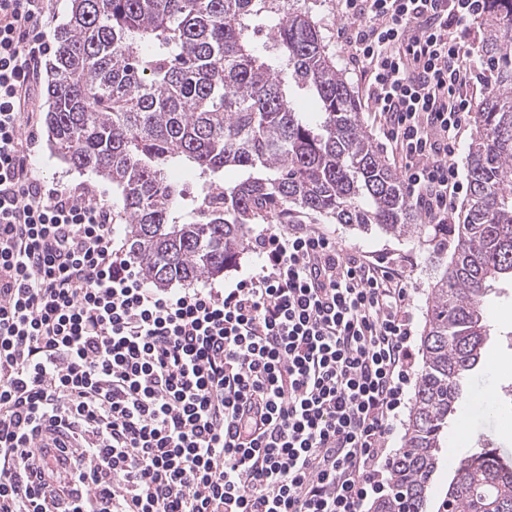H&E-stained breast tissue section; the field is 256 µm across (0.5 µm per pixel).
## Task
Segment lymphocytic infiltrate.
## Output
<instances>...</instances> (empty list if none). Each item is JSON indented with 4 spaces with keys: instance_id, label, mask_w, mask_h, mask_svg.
<instances>
[{
    "instance_id": "obj_1",
    "label": "lymphocytic infiltrate",
    "mask_w": 512,
    "mask_h": 512,
    "mask_svg": "<svg viewBox=\"0 0 512 512\" xmlns=\"http://www.w3.org/2000/svg\"><path fill=\"white\" fill-rule=\"evenodd\" d=\"M51 2L0 0V512H364L414 374L410 282L302 226L258 234L234 287H147L103 196L31 167ZM337 5L408 199L447 223L485 0Z\"/></svg>"
}]
</instances>
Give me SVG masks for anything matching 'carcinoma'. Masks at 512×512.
I'll return each mask as SVG.
<instances>
[{
	"label": "carcinoma",
	"mask_w": 512,
	"mask_h": 512,
	"mask_svg": "<svg viewBox=\"0 0 512 512\" xmlns=\"http://www.w3.org/2000/svg\"><path fill=\"white\" fill-rule=\"evenodd\" d=\"M272 2L70 0L56 33L51 144L112 182V216L153 287L223 274L260 222L317 215L420 239L442 229L417 223L306 0L280 13ZM487 3L480 52L492 89L468 146L457 243L431 288L404 448L373 512H426L449 421L490 336L488 288L512 281V0ZM228 169L240 174L231 184ZM176 173L196 179V194ZM463 454L441 507L512 512V462L487 444Z\"/></svg>",
	"instance_id": "cac0c4a2"
}]
</instances>
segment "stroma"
<instances>
[{"instance_id":"obj_1","label":"stroma","mask_w":512,"mask_h":512,"mask_svg":"<svg viewBox=\"0 0 512 512\" xmlns=\"http://www.w3.org/2000/svg\"><path fill=\"white\" fill-rule=\"evenodd\" d=\"M309 7L329 52L336 59L337 68L346 77L356 99H363V76L351 65L347 48L336 37L337 28L344 24L336 9V0H309ZM48 109L46 92H39L34 115L38 142L31 156L35 174L51 188L71 189L86 185L98 190L104 198H111V182L93 171L72 168L54 151L45 124ZM319 225L335 237L345 251H360L376 258L391 257L394 268L412 282L411 344L413 350H420L428 297L438 266L448 260L447 253L438 252L436 242L421 243L412 235L396 236L377 228L364 232L324 219ZM487 302L498 320L487 342L484 366L469 380L475 394L460 402L456 419L466 425L469 447H479L485 440L500 454L512 458V394L505 392L506 387H512V283L494 285Z\"/></svg>"}]
</instances>
